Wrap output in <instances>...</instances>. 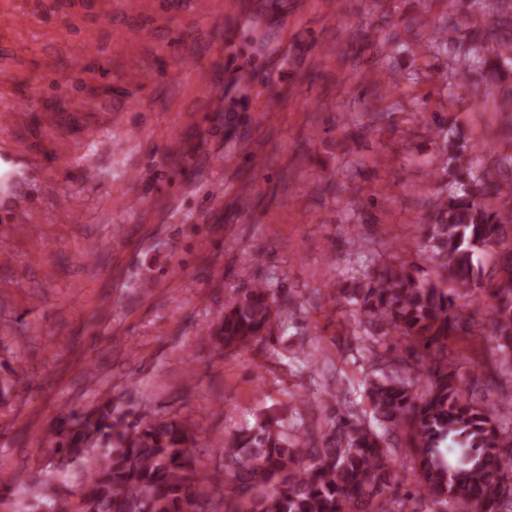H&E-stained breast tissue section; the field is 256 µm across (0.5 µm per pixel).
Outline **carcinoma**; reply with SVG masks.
Segmentation results:
<instances>
[{"label": "carcinoma", "instance_id": "cac0c4a2", "mask_svg": "<svg viewBox=\"0 0 512 512\" xmlns=\"http://www.w3.org/2000/svg\"><path fill=\"white\" fill-rule=\"evenodd\" d=\"M456 16L433 26L431 49L445 52L448 79H496L512 64V0H463ZM476 145L448 129L441 170L448 191L428 203L424 249L437 274L388 256L340 290L359 330L361 402L344 384L322 399L329 431L301 439L277 417L224 435V474L193 456L191 424L99 403L82 417L63 415L49 440L73 460L88 445L99 455L84 470L78 505L48 487L34 490L42 512H512V400L488 406L460 388L462 354L448 340L482 336L497 367L512 374V193L500 164L471 165ZM496 254L493 269L475 258ZM489 289L483 321L470 307ZM292 302L262 280L235 291L208 336L231 353L274 342Z\"/></svg>", "mask_w": 512, "mask_h": 512}]
</instances>
